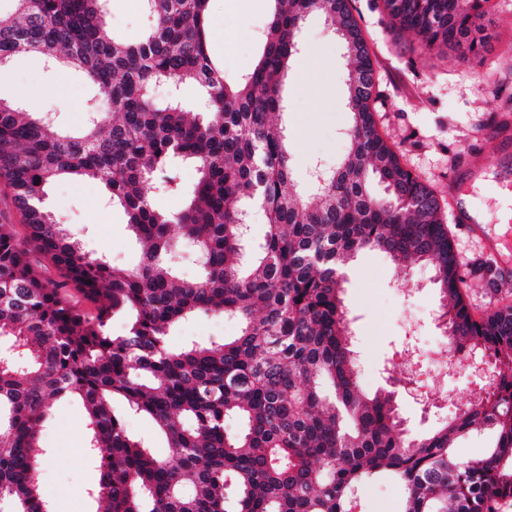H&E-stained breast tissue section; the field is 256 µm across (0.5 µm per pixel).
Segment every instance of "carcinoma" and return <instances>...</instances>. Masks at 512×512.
Instances as JSON below:
<instances>
[{
  "label": "carcinoma",
  "mask_w": 512,
  "mask_h": 512,
  "mask_svg": "<svg viewBox=\"0 0 512 512\" xmlns=\"http://www.w3.org/2000/svg\"><path fill=\"white\" fill-rule=\"evenodd\" d=\"M0 12V65L37 52L80 72L106 97L80 131L32 117L0 98V186L24 238L0 225V512H51L37 473L50 400L86 411V456L99 469L100 512H352L371 481L402 489L400 512H500L512 500V305L472 316L433 190L378 132L373 62L351 0H274L260 57L229 78L208 51L211 0H141L152 26L135 40L109 32L106 0H14ZM390 22L425 48L467 62L491 38L490 0H382ZM322 14L354 49L348 73V152L303 199L284 129L281 77L306 18ZM188 83L197 101L186 102ZM167 86L158 100L152 88ZM190 202L162 211L146 190ZM98 179L143 245L129 269L83 249L45 204L62 176ZM383 186L376 196L371 181ZM266 216L250 243L249 209ZM429 262L448 355L480 356L495 380L477 400L418 439L403 428L396 392L367 397L357 380L342 299L343 270L361 250ZM180 251L198 274H182ZM38 253L95 305L81 310L44 277ZM125 314L126 332H110ZM199 314L228 317L239 334L178 349L168 336ZM151 418L167 440L156 457L128 435L114 400ZM241 423L230 434L224 421ZM478 428L496 441L461 458L455 441ZM233 485L235 496L227 495Z\"/></svg>",
  "instance_id": "obj_1"
}]
</instances>
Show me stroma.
Listing matches in <instances>:
<instances>
[{
  "label": "stroma",
  "instance_id": "1",
  "mask_svg": "<svg viewBox=\"0 0 512 512\" xmlns=\"http://www.w3.org/2000/svg\"><path fill=\"white\" fill-rule=\"evenodd\" d=\"M352 6L371 49L378 131L402 164L434 191L467 282L470 309L474 317H484L512 303V264H499V287H489L480 277L488 241L507 230L499 187L512 182V0H491L495 36L484 56L466 65L447 49L433 57L424 53L413 35L391 29L375 0H353ZM270 7V0H213L208 49L228 77L252 69ZM106 10L111 32L129 40L149 24L135 0H106ZM348 70L345 48L335 32L321 16H309L284 81V108L275 117L288 136L294 178L304 196L312 194V166L335 168L347 151ZM0 97L19 99L28 111L49 114L74 130L102 94L80 73L22 53L0 65ZM456 175L471 179L468 196L449 194L448 182ZM47 205L87 251L118 268L137 262L140 247L126 217L105 200L96 180H56ZM343 299L352 318L359 383L366 393L399 381L396 368L403 349L410 346L423 356L421 380L429 379V354L444 342L430 263L416 262L403 272L381 251L360 252L349 265ZM238 330L224 318L199 315L178 325L168 344L205 343L236 336ZM477 382L472 368L449 370L444 407L398 397L405 428L414 436L430 432L454 413L456 403ZM49 415L41 443L51 455L39 471L41 492L52 512H97L99 504L88 491L97 485L99 472L84 455V406L74 398H59Z\"/></svg>",
  "mask_w": 512,
  "mask_h": 512
}]
</instances>
